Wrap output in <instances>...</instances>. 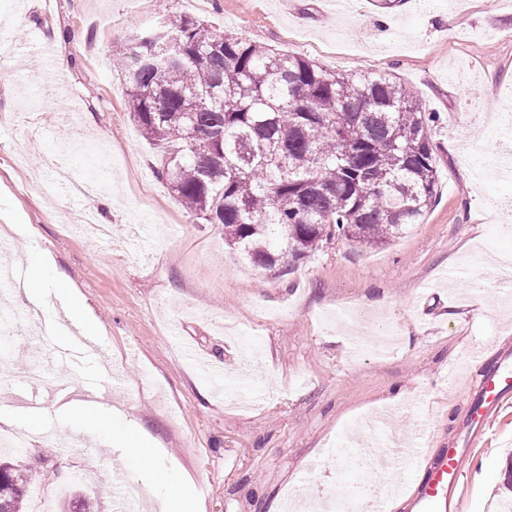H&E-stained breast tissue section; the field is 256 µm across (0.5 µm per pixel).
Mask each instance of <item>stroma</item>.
<instances>
[{"label":"stroma","instance_id":"1","mask_svg":"<svg viewBox=\"0 0 512 512\" xmlns=\"http://www.w3.org/2000/svg\"><path fill=\"white\" fill-rule=\"evenodd\" d=\"M0 0L11 32L0 48V273L41 260L43 336L27 319L23 289H0L10 317L0 332V429L33 446L13 460L36 486L60 482L116 512L113 484L145 491L142 512H160L170 484L192 475L183 503L195 512H285L287 499L321 512L352 479L375 486V470L351 466L346 432L380 407L393 416V448L427 430L424 454L437 453L462 419L454 366L481 349L483 362L512 346V316L494 304L498 268L512 255V180L473 181L475 166L512 152V0ZM182 16L239 38L299 55L339 73L392 74L437 116L429 131L438 195L420 223L389 244L323 242L293 266L258 265L224 241V227L188 214L158 176L159 149L128 111L127 87L110 50L132 35ZM50 45L63 83L35 86ZM102 144L110 189L91 202L64 187L43 195L51 175L44 154L94 177L88 153ZM92 208L110 235L95 238L79 217ZM65 271L91 306L97 336L66 319ZM481 281L483 293L470 288ZM383 314L398 336L379 355L336 323L337 311ZM224 366L216 385L191 366L184 343ZM66 348L71 358H53ZM37 367L66 393L41 410L27 407ZM99 392L100 423L77 410L88 387ZM139 437L152 450L137 464L123 446ZM512 460V423L495 425L489 448L464 465V512H506L503 485ZM122 477L114 479L113 464Z\"/></svg>","mask_w":512,"mask_h":512}]
</instances>
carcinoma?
I'll list each match as a JSON object with an SVG mask.
<instances>
[{
	"label": "carcinoma",
	"instance_id": "obj_1",
	"mask_svg": "<svg viewBox=\"0 0 512 512\" xmlns=\"http://www.w3.org/2000/svg\"><path fill=\"white\" fill-rule=\"evenodd\" d=\"M112 57L159 175L256 262L293 265L335 236L382 245L436 200L433 116L384 74L331 72L187 16ZM31 492L0 458V512H25Z\"/></svg>",
	"mask_w": 512,
	"mask_h": 512
}]
</instances>
